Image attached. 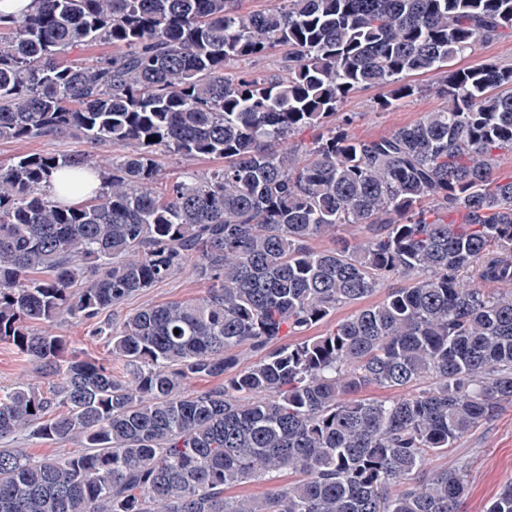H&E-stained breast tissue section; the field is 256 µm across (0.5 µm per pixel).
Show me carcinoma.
Wrapping results in <instances>:
<instances>
[{
    "label": "carcinoma",
    "mask_w": 512,
    "mask_h": 512,
    "mask_svg": "<svg viewBox=\"0 0 512 512\" xmlns=\"http://www.w3.org/2000/svg\"><path fill=\"white\" fill-rule=\"evenodd\" d=\"M240 2L34 0L0 17V141L130 149L0 165V341L47 380L0 387V441L83 448L0 447V512H464L460 471L427 462L512 403V65L454 61L512 37V0ZM278 50L283 73L228 76ZM427 72L440 110L349 136L350 94L387 87L389 107ZM302 127L318 135L297 148ZM159 151L224 166L165 181ZM94 170L93 195L51 194V173L63 194ZM186 270L204 296L97 321ZM394 278L410 283L333 320ZM68 320L96 322L125 374L79 358L52 332ZM244 344L260 357L224 378ZM198 378L221 383L186 391ZM287 472L263 498L230 494ZM486 512H512V484ZM6 445H9L8 448H26V451L33 457L60 455L80 449L75 442L52 443L22 435L17 436L13 441L7 442Z\"/></svg>",
    "instance_id": "1"
}]
</instances>
